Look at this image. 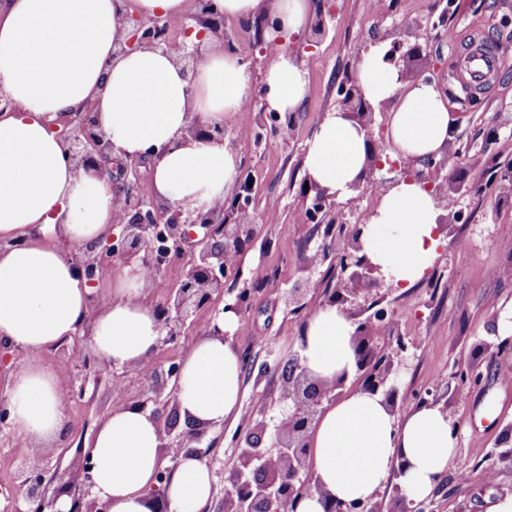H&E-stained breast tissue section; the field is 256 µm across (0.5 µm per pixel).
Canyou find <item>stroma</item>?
<instances>
[{"label": "stroma", "instance_id": "1", "mask_svg": "<svg viewBox=\"0 0 512 512\" xmlns=\"http://www.w3.org/2000/svg\"><path fill=\"white\" fill-rule=\"evenodd\" d=\"M333 4L323 33L303 34L288 45L305 62L309 80V95L291 134H266L240 158V174L252 178L250 220L258 234L240 254L243 277L252 288L250 305L225 340L236 353L250 354L251 361L242 370L238 421L208 436L213 499L221 501L224 477L235 464L231 439L241 419L250 415L254 402H275L282 393L275 360L303 356L307 318L290 313L283 292L301 281L303 265L326 240L323 225L307 223L300 195L306 142L325 115L336 110L337 87L354 71L358 57L373 45L400 40L421 47L401 61V68L447 86L448 106L459 117L461 153L442 169L393 160L379 176L389 181L412 172L435 186L456 177L469 190L458 205L460 222L442 232L425 274L410 287L386 289L383 305L391 325L378 329L376 343L383 350L405 347L399 384L406 400L396 406V417L429 394L447 403L449 417L460 424L454 464L428 497L429 512H486L489 503L512 496V461L501 456L504 432L512 426V379L498 374L499 366L512 364V337L498 335L494 318L500 305L512 301V276L489 274L493 267H512V172L492 173L470 160L489 155L512 160V0H382L377 11L371 0ZM418 19L431 20V29L410 28V21ZM448 25L500 45L509 55L505 69L492 77L490 91L481 94L480 107L470 105L457 80L455 59L443 36ZM224 37L247 56L250 88L259 90L276 49L263 15L225 19ZM272 198L279 208L270 212L266 202ZM463 237L469 240L464 248L459 245ZM464 363L475 365L480 381L455 396L451 390ZM116 404L103 382L89 386L84 398L67 400L64 429L50 441L34 445L22 436L0 433V488L14 483L20 466H38L45 458H57L63 448L78 446ZM490 468L495 478L489 483L484 472Z\"/></svg>", "mask_w": 512, "mask_h": 512}]
</instances>
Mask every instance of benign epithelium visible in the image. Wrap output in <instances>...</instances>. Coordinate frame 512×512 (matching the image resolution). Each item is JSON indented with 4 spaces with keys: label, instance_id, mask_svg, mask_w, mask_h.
I'll list each match as a JSON object with an SVG mask.
<instances>
[{
    "label": "benign epithelium",
    "instance_id": "1",
    "mask_svg": "<svg viewBox=\"0 0 512 512\" xmlns=\"http://www.w3.org/2000/svg\"><path fill=\"white\" fill-rule=\"evenodd\" d=\"M200 12L177 26L160 18L146 19L132 14L125 17L129 37L120 44L119 51L133 48L172 49L167 32L175 28L184 36L196 33L197 41L185 42L179 47L177 62L183 72L191 76L202 60L200 45L206 36L224 40L222 16L212 10V0H199ZM200 27L194 31V27ZM419 51L413 46L404 49L403 43L395 41L386 51L388 63L399 66L402 58ZM337 103L341 111L354 117L365 130H370L375 108L365 98L362 86L355 76L344 79L337 88ZM296 116L278 113H260L256 139L262 131L269 129L286 135L292 132ZM58 138L63 142L71 160L77 166L92 169L117 185L115 195L122 203V210L106 244L99 249L67 248V256L78 275L94 286L105 269L120 270L133 263L154 278L163 266H172L183 260L187 253L191 259L183 265V273L165 296L153 303L158 321L165 333L164 342L181 345L187 322L201 309L213 313L207 323L208 333L222 336L219 317L226 310L237 314L247 309L252 289L243 287L236 296L218 307L224 293V279L229 274H238L239 265L230 264L226 256L252 243L256 237V226L249 220L252 203L250 186L246 182L238 185L236 192L224 203L209 211L192 209L187 205L172 207L150 200L134 192L137 186L138 167L147 159L123 161L114 155L112 142L102 131L95 112L88 107L77 112L68 121L55 125ZM192 137L224 142V124L215 123L207 127L191 125L187 128ZM365 171L364 182L353 186L363 192L368 186H385L387 182L375 178V171L384 167L376 145ZM311 198L308 219L315 224L342 223L343 206H350L355 198L341 205L335 196L314 185L304 192ZM367 225L354 224L348 230L342 248L327 247L308 260L303 271L313 274L316 267L329 259H339L341 275L355 283L359 291L353 293L342 285L328 292L326 301L343 307L356 323L357 372L359 387L380 393L395 407L398 400L405 399L400 393L397 374L402 365L400 351H377L372 347L377 327L388 323L387 313L379 307L382 296L379 290L386 286L388 277L381 267L372 263L364 251L363 238ZM285 304L293 312L309 308L307 287L297 283L284 291ZM90 338V327L83 334L75 335L71 342L62 345V351L74 360L68 373L66 391L70 397H84L89 383L107 380L125 388L123 376L110 374L102 377L92 367L91 360L83 353ZM285 389L273 406L262 401L254 406L247 425L234 437L237 464L225 478L222 508L218 512H298L300 503L311 494V479L301 478L307 472V437L318 419L323 402L338 397L345 382L332 384L309 377L306 368L297 361L283 366ZM181 379V363L172 362L161 373L153 375L151 388L136 407L148 410L157 420L162 439L163 455L174 457L184 452L203 460L209 449L202 447L208 429L193 423L179 428L177 390ZM91 470L90 451L79 445L72 457V474L69 480L54 489H49L45 469L22 467L18 471L20 487L25 489L23 498L7 497L3 512H59L57 502L63 496L71 499L69 512H106L97 499L90 497L85 489ZM406 496L401 485H393L390 504L382 502L355 501L336 503L329 494L322 495L324 512H403Z\"/></svg>",
    "mask_w": 512,
    "mask_h": 512
}]
</instances>
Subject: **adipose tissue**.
<instances>
[{"label": "adipose tissue", "instance_id": "obj_1", "mask_svg": "<svg viewBox=\"0 0 512 512\" xmlns=\"http://www.w3.org/2000/svg\"><path fill=\"white\" fill-rule=\"evenodd\" d=\"M227 18L268 13L283 39L312 21L309 0H213ZM187 0H0V86L16 104L0 114V344L23 353L8 386L14 433L33 443L56 437L65 424L64 383L40 354L90 326L95 354L122 368L155 349L160 323L145 291V275L125 267L112 297L91 307L93 287L79 279L65 248H95L112 231L115 193L108 179L77 168L51 123L93 107L122 158H149L154 191L170 205L203 211L230 196L238 151L188 137L194 123L223 122L249 99V75L236 51L206 55L187 79L172 54L142 48L119 53L125 15L184 20ZM385 46L363 55L356 74L366 99L386 106L389 159L440 158L456 118L436 84L403 79L386 62ZM266 111L299 112L309 94L308 71L289 50L275 53L263 75ZM365 130L343 112L327 113L306 143L308 181L344 201L364 174ZM364 248L395 282L414 283L430 265L439 239L435 194L414 177L378 191ZM356 326L337 306L309 316L302 364L311 378L331 382L354 375ZM177 398L181 420L214 427L237 419L241 364L216 336L191 340L181 361ZM90 493L107 512H152L155 475L164 460L149 412L121 404L96 426ZM317 493L300 512H323L321 493L346 502L368 500L394 466L409 500L419 502L450 468L457 430L437 406L416 407L396 419L382 395L353 388L322 411L309 439ZM163 490L168 512H206L210 470L180 455Z\"/></svg>", "mask_w": 512, "mask_h": 512}]
</instances>
